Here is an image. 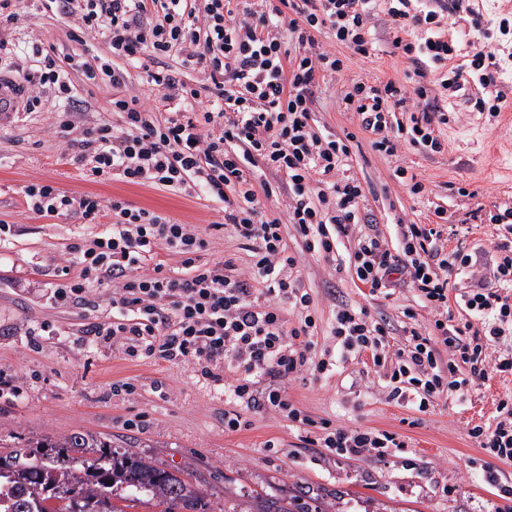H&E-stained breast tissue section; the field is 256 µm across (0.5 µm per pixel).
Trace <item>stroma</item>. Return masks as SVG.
Listing matches in <instances>:
<instances>
[{"label":"stroma","instance_id":"obj_1","mask_svg":"<svg viewBox=\"0 0 512 512\" xmlns=\"http://www.w3.org/2000/svg\"><path fill=\"white\" fill-rule=\"evenodd\" d=\"M463 3V11L448 16L445 35L458 42L462 54L472 53L468 12L479 11L491 29L487 48L512 99V9L494 0ZM375 25L376 49L367 56L325 41L346 67L343 76L317 90L318 124L339 138L353 134L342 171L361 182L364 206L384 234H394L400 223H427L434 209H443V222L453 231L449 247L463 246L475 272L488 274L498 234L488 216L512 207V112L477 111L474 84L466 74L460 91L437 87L431 93V106L448 117L436 129L442 152L406 146L389 156L374 150L354 114L342 107L343 96L360 80H392L408 90L417 81L416 63L392 47L390 17L379 13ZM66 31V20L46 12L41 0H28L16 20L0 22V38L10 49L0 57V73L12 75L14 62L35 45L60 65L69 54L106 57L103 43L84 47L69 41ZM70 78L73 101L48 88L35 109L21 110L0 125V219L14 225L10 244L0 249V431L20 438L76 431L113 436L156 463L195 470L212 492L217 512L228 503L253 506L259 492L331 505L336 512H486L497 500L496 489L483 479L477 465L483 452L468 430L491 419L498 399L512 392V376H493L467 401L442 399L424 413L389 401L382 377L358 360L326 378L288 380L290 400L314 420L395 432L411 444L410 452L384 461L339 459L323 448L300 447L291 422L273 410L248 413L250 428L226 431L224 393L193 365L132 358L118 345L85 344L80 315L55 305L51 291L63 281L68 245L89 237L91 229L74 216L42 218L28 212L23 188L29 183L49 181L69 194L94 192L200 225L204 262L231 257L242 268L250 256L233 229L221 228L216 203L115 179L83 180L66 162L68 137L54 133L50 123L65 112L84 123L112 119V87L75 71ZM401 169L417 176L425 195L409 192L397 175ZM283 235L314 297L320 327L332 322L340 299L397 326L409 311L417 324L432 320L407 285H398L386 299L365 296L350 272H334L323 258L303 252L292 227H284ZM44 322L49 331H41Z\"/></svg>","mask_w":512,"mask_h":512}]
</instances>
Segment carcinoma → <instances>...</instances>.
Here are the masks:
<instances>
[{"label": "carcinoma", "instance_id": "1", "mask_svg": "<svg viewBox=\"0 0 512 512\" xmlns=\"http://www.w3.org/2000/svg\"><path fill=\"white\" fill-rule=\"evenodd\" d=\"M187 468L164 467L90 432L0 438V512H212ZM255 512H309L297 500L257 496Z\"/></svg>", "mask_w": 512, "mask_h": 512}]
</instances>
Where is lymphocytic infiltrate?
I'll return each instance as SVG.
<instances>
[{
    "label": "lymphocytic infiltrate",
    "mask_w": 512,
    "mask_h": 512,
    "mask_svg": "<svg viewBox=\"0 0 512 512\" xmlns=\"http://www.w3.org/2000/svg\"><path fill=\"white\" fill-rule=\"evenodd\" d=\"M435 2L431 8L425 0H390L392 45L413 61L451 67L458 77L463 69L453 63L457 46L441 28L458 5ZM45 7L69 20L71 41L100 39L113 55L96 66L73 59L62 69L37 46L38 67L17 72L21 84L53 87L67 100L72 69L90 81L105 78L115 89V122L84 126L63 120L56 127L68 137L83 177L117 178L222 205L225 224L251 253L242 269L230 258L202 263L197 254L204 239L195 225L90 193L68 195L48 182L25 186L32 214L74 215L101 227L73 245L76 271L53 291L57 305L83 310L88 345L112 343L131 357L193 363L234 405L224 413L225 430L245 427L244 412L274 409L286 414L304 445L341 459L383 460L408 444L393 432L314 422L288 398L285 379L321 377L366 356L388 377L390 400L425 412L444 395L467 397L491 375H512V351L499 348L501 338L512 335V210L490 217L499 235L489 283L451 293L453 277L471 268V255L448 249L438 223L400 225L396 241H389L363 212L361 184L338 175L349 146L315 129L316 91L344 68L321 40L369 55L379 0H278L261 9L253 0H45ZM177 53L182 66L203 70L211 103L162 66V59ZM143 57L152 63L146 81L166 103V119L158 118L157 105L124 91L123 62ZM470 67L474 83L493 92L478 106L499 111L504 94L497 89L495 54L477 51ZM430 93L425 81L410 92L391 80L358 81L342 104L372 134L376 150L392 156L410 145L439 153L444 145L428 108ZM397 110L413 113L411 126H390L388 116ZM268 170L288 185L277 216L266 214L263 205L274 194L263 179ZM286 224L304 251L327 260L334 259L340 240L352 241L353 279L369 296L384 299L406 283L432 312L429 326L397 328L341 300L328 331L336 352L318 357L313 298L288 252ZM162 250L175 264L158 259ZM98 287L111 294L106 323L96 317ZM456 307L463 318L454 317ZM398 334L406 344L396 350L392 340ZM228 367L236 373L229 381ZM469 435L486 457V481L499 487L502 503L490 512H512V486L500 484L496 469L512 464V396L500 398L492 423L473 425Z\"/></svg>",
    "instance_id": "1"
}]
</instances>
